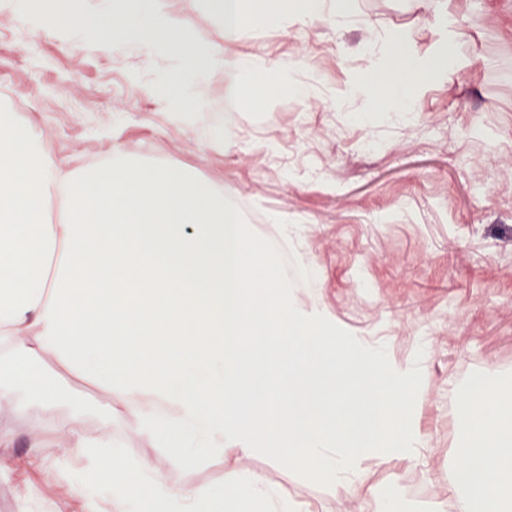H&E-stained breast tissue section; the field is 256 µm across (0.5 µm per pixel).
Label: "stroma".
<instances>
[{"label": "stroma", "instance_id": "1", "mask_svg": "<svg viewBox=\"0 0 512 512\" xmlns=\"http://www.w3.org/2000/svg\"><path fill=\"white\" fill-rule=\"evenodd\" d=\"M17 3L0 0V110L42 131L46 152L76 170L119 152L233 190L245 224L268 241L283 223L297 226L288 258L309 266L343 328L388 342L404 358L426 354L417 423L429 443L420 463L370 467L367 484L372 505L392 491L405 512H448L440 496L464 442L451 391L485 374L512 376V0H350L349 28L309 21L231 43L205 0H175L198 42L263 64L294 61L291 78L312 87L256 120L225 112V77L213 74V109L194 128L130 86L134 75L155 82L175 59L159 56L147 67L131 49H84L24 20ZM368 23L402 34L415 58L443 43L452 54L446 75L420 90L407 118L363 122L344 97L352 76L368 69ZM227 122L243 143L212 150L200 141L198 127ZM45 370L61 391L52 411L24 399L0 410V433L9 437L0 444V512H86L88 499L111 495L104 483L89 498L76 494L84 463L65 455L54 431L68 416L91 432L108 426L130 463L223 491V459L172 467L164 449L112 414L98 384L51 360ZM243 464L278 484L300 512L353 508L345 490L311 484L268 455Z\"/></svg>", "mask_w": 512, "mask_h": 512}]
</instances>
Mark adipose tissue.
<instances>
[{
    "mask_svg": "<svg viewBox=\"0 0 512 512\" xmlns=\"http://www.w3.org/2000/svg\"><path fill=\"white\" fill-rule=\"evenodd\" d=\"M342 26L344 0H266L226 23L227 37L288 30L305 17ZM369 78L351 80L347 99L368 101L374 86L397 91L394 117L411 112L417 71L398 39L369 34ZM34 130L0 113V404L23 394L45 406L58 399L37 361L50 355L99 381L137 435L190 467L222 458L223 493L128 464L107 429L87 433L75 419L56 423L92 481L112 493L88 512H224L258 503L260 512L297 505L247 455L274 449V463L309 482L343 488L364 512L370 466L415 463L426 439L416 426L423 362L351 335L330 316L318 286L299 302L282 282L270 249L259 247L233 210V198L176 167L124 157L84 171L43 151ZM64 187L66 219L46 220V200ZM358 365L352 420L315 380ZM503 384L473 382L477 405L465 422V466L448 484L455 512H512V405Z\"/></svg>",
    "mask_w": 512,
    "mask_h": 512,
    "instance_id": "obj_1",
    "label": "adipose tissue"
}]
</instances>
